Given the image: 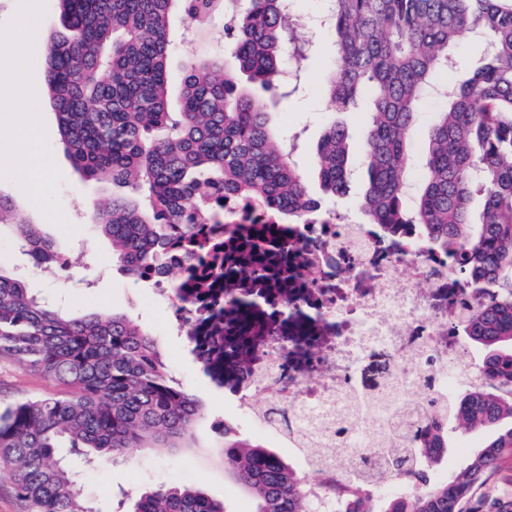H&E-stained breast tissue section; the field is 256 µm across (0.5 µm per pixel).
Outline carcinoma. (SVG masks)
<instances>
[{"label":"carcinoma","mask_w":512,"mask_h":512,"mask_svg":"<svg viewBox=\"0 0 512 512\" xmlns=\"http://www.w3.org/2000/svg\"><path fill=\"white\" fill-rule=\"evenodd\" d=\"M61 28L44 46L46 88L73 167L88 181L125 190L96 208L93 230L112 242L136 278L162 271L174 255L194 254L206 225L224 223V201L252 199L302 215L315 201L295 167L293 144L278 136L265 104L237 75L288 94L275 75L301 71L309 44L290 15L297 0H54ZM334 59L327 90L337 110L367 96L373 121L362 143L370 224H417L482 290L468 317L483 352L466 390L455 397L423 386L417 403L430 425L379 432L389 472L409 490L383 494L359 469L335 484L314 481L266 445L224 428V467L254 502L252 512H471L512 456V8L500 0H328ZM179 8L198 28L224 19L228 61L190 57L179 79V107L168 101L169 20ZM484 39L468 76L448 87L449 54L464 36ZM448 107L433 113L422 181L407 215V134L435 86ZM324 195L348 188L349 135L324 126L316 151ZM483 202L474 223L470 201ZM36 266L60 260L35 224L0 199V239ZM189 276L196 292L224 280V242ZM209 354L224 360V302L211 307ZM0 356L66 388L0 408V477L29 512H95L62 444L93 463L192 438L198 401L171 376L152 335L109 307L78 314L31 294L0 268ZM495 428V435L448 481L433 469L452 435ZM132 512H224L200 489L143 493Z\"/></svg>","instance_id":"carcinoma-1"}]
</instances>
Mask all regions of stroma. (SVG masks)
Listing matches in <instances>:
<instances>
[{
    "mask_svg": "<svg viewBox=\"0 0 512 512\" xmlns=\"http://www.w3.org/2000/svg\"><path fill=\"white\" fill-rule=\"evenodd\" d=\"M58 27L59 15L53 0H0V69L19 32L45 39ZM170 29L174 38L192 39L196 55L223 54L222 19H215L210 27L199 31L176 13L171 17ZM332 60V39L328 33H320L295 91L285 98L273 97L270 120L282 131L298 134L294 159L310 193L316 197L322 194L315 152L323 126L333 119L348 128L350 188L345 197L337 199L335 209L341 214L357 215L365 191L361 144L372 120L371 108L363 102L351 111L333 112L324 85ZM27 65V100L0 112V196L14 200L26 220L40 225L43 234L69 259L70 266L51 274L43 272L7 241L0 240V267L19 273L38 296L62 300L74 310L90 312L110 307L135 319L151 332L172 375L203 409L186 447L150 448L123 455L104 466L88 467L82 477L84 493L96 512H128L131 497L139 492L189 485L222 500L226 512H249V494L224 468L218 430L224 419V396L210 386L200 364L188 354L185 337L171 330L172 311L167 303L151 300L150 284L129 276L113 257L108 240L95 236L88 206L106 204L110 195L79 176L58 140L57 116L44 84L42 47H33ZM28 123L39 128V142L33 148L36 161L60 172L38 195L22 174L18 159L19 137ZM60 391V386L34 369L0 356V405Z\"/></svg>",
    "mask_w": 512,
    "mask_h": 512,
    "instance_id": "1",
    "label": "stroma"
}]
</instances>
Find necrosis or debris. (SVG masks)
<instances>
[{
    "label": "necrosis or debris",
    "mask_w": 512,
    "mask_h": 512,
    "mask_svg": "<svg viewBox=\"0 0 512 512\" xmlns=\"http://www.w3.org/2000/svg\"><path fill=\"white\" fill-rule=\"evenodd\" d=\"M213 230L227 241L261 231L275 239L254 256L263 281L244 287L232 275L238 252L224 254V334L251 342L254 358L245 368L225 360L223 389L262 433L294 449L303 474L317 467L314 449L335 447L354 395L430 378L450 394L458 384L444 366L478 361L461 333L478 290L417 227L395 230L323 206L293 218L239 200ZM281 270L291 279L285 288L274 280ZM150 283L173 306L172 329L188 337V349L199 348L206 331L185 320L188 291L164 274ZM376 352L394 370L367 389L358 373Z\"/></svg>",
    "instance_id": "4bbe7bcc"
}]
</instances>
